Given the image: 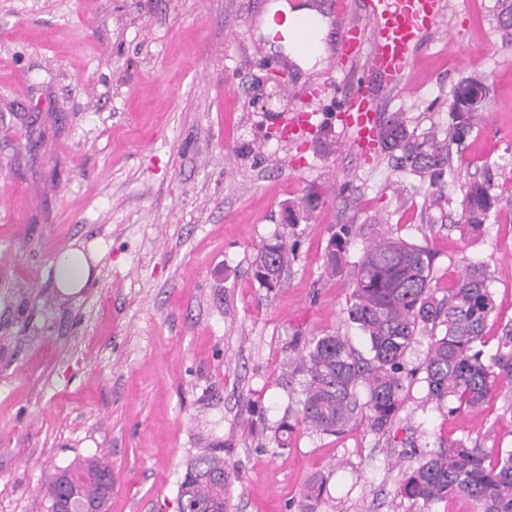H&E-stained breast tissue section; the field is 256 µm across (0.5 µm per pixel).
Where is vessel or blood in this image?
<instances>
[{
  "instance_id": "1",
  "label": "vessel or blood",
  "mask_w": 512,
  "mask_h": 512,
  "mask_svg": "<svg viewBox=\"0 0 512 512\" xmlns=\"http://www.w3.org/2000/svg\"><path fill=\"white\" fill-rule=\"evenodd\" d=\"M366 27H351L341 44L344 59L366 56L369 70L379 77L378 88L364 81L351 82L338 119L353 129L355 143L371 149L377 132V112L382 92L401 86L408 75L411 56L423 35L444 17L442 0H364ZM324 23L321 13L312 12L294 20L292 45L297 52L312 49V36Z\"/></svg>"
}]
</instances>
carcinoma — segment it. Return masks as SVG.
I'll return each mask as SVG.
<instances>
[{
    "label": "carcinoma",
    "mask_w": 512,
    "mask_h": 512,
    "mask_svg": "<svg viewBox=\"0 0 512 512\" xmlns=\"http://www.w3.org/2000/svg\"><path fill=\"white\" fill-rule=\"evenodd\" d=\"M489 85L476 74L461 79L448 112V132L430 131L417 136L392 115L378 125L377 147L399 153L400 167L440 184L450 163L449 146L465 143L487 111ZM497 171L488 165L465 183L461 219L457 227L472 238L481 235L489 217L498 211L494 192ZM352 228H339L327 248V271L344 274L352 288L348 319L365 336L366 354L356 351L341 336L312 339L297 359L292 373L304 376L296 423L283 420L275 431L279 448L288 445L295 424L320 434H335L365 420L376 433L387 432L405 403L409 372L405 358L416 337L431 327H444L431 337L421 370L427 398L457 411L481 406L491 394L502 398L503 410L512 414V323L501 328L495 352L486 350L484 329L495 309L488 288L487 267L464 266L457 287L448 299L433 296V256L428 247L391 234L369 242L361 256L350 261ZM292 249L278 239L258 251L253 264L259 285L272 290L281 284ZM81 476L70 488L74 512L95 506L106 512L112 487L102 478L112 472L104 456L85 459L54 474L49 487L70 473ZM238 479L236 464L224 458L216 445L194 458L178 487L177 512H229V488ZM326 480L312 476L304 486L298 512H318ZM462 494L477 505V512H512V448L487 450L479 442L458 440L425 452L415 468L404 472L396 495L431 505Z\"/></svg>",
    "instance_id": "carcinoma-1"
}]
</instances>
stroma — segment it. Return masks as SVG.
<instances>
[{"mask_svg":"<svg viewBox=\"0 0 512 512\" xmlns=\"http://www.w3.org/2000/svg\"><path fill=\"white\" fill-rule=\"evenodd\" d=\"M268 2L0 0V512H52V475L101 454L108 512H176L187 462L219 442L240 471L230 512H297L315 474L319 512H473L462 497L424 509L396 497L397 482L443 443L512 447L497 396L452 414L418 375L388 432L299 425L274 447L301 390L287 359L328 334L364 346L346 277L324 271L340 225L355 229L354 258L384 231L428 246L439 299L464 265L486 264L488 346L512 322V35L498 0H449L408 86L382 96L379 119L400 115L419 135L447 129L462 77L491 88L432 207L428 180L362 155L337 119L363 73L338 52L365 23L360 7L338 16L334 0H313L331 15L329 57L306 73L260 35ZM303 109L313 125L293 129ZM487 164L500 209L468 240L464 185ZM311 189L318 207L288 224ZM278 237L294 256L268 290L252 262ZM71 248L101 257L67 295L53 269Z\"/></svg>","mask_w":512,"mask_h":512,"instance_id":"stroma-1","label":"stroma"}]
</instances>
